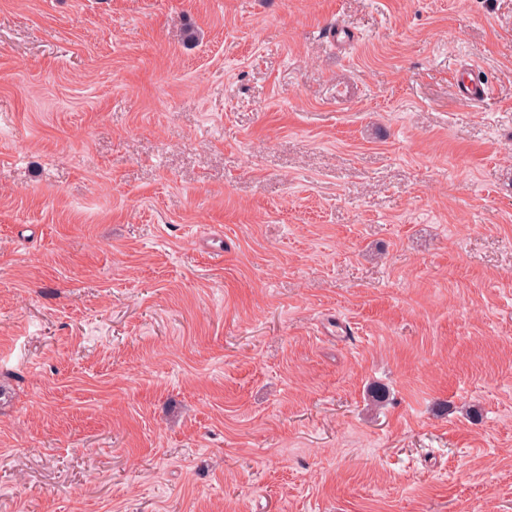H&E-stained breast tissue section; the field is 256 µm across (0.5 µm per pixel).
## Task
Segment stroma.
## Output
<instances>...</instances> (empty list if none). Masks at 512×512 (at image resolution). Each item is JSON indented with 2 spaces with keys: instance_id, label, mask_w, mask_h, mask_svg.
I'll list each match as a JSON object with an SVG mask.
<instances>
[{
  "instance_id": "obj_1",
  "label": "stroma",
  "mask_w": 512,
  "mask_h": 512,
  "mask_svg": "<svg viewBox=\"0 0 512 512\" xmlns=\"http://www.w3.org/2000/svg\"><path fill=\"white\" fill-rule=\"evenodd\" d=\"M0 512H512V0H0ZM459 94L470 101H480L489 93V85L481 77L479 71L473 66L466 79L457 84Z\"/></svg>"
}]
</instances>
